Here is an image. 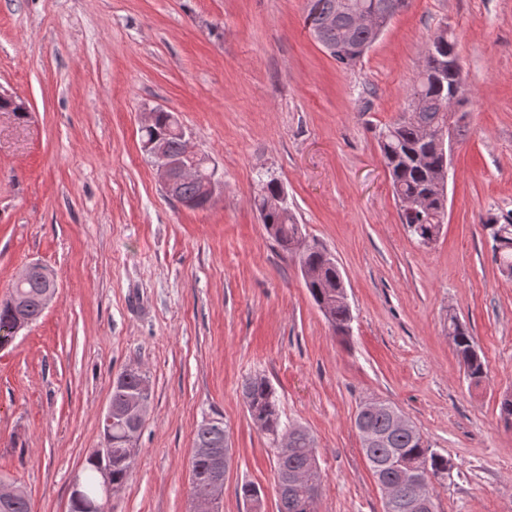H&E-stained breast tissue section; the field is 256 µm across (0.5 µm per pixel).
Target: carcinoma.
<instances>
[{
    "mask_svg": "<svg viewBox=\"0 0 512 512\" xmlns=\"http://www.w3.org/2000/svg\"><path fill=\"white\" fill-rule=\"evenodd\" d=\"M429 41L433 51H427L423 60V71L414 81L410 95L417 97L420 104L413 112H401L391 124L385 126L379 134V147L389 172L393 193L402 203L416 201L426 195L435 196L440 202L444 196V183L441 168L445 163L444 149L433 140H424L429 130L439 129L446 120L444 105L452 91L451 82L434 78L437 58L445 57L448 51L455 49V44L442 38V32H434ZM354 42L358 44L375 42L374 35L366 30H350L343 23L333 22L322 27L319 44L328 51L330 57L344 67L356 63L344 50V46ZM164 135L166 149L170 156L183 155L185 141L175 132L170 121V113H159L156 123L141 131V142L152 140L154 135ZM279 187L273 181L262 183L255 192L253 204L259 212L270 237L286 254H290L298 264L308 269L312 278L305 281V286L318 309L330 323L334 331L344 335L352 320L350 306L341 298L340 287L343 277L335 258L318 241L308 242L300 253L292 249L293 240L301 237L288 206L278 202ZM401 222L409 235L420 245L436 240L444 224L445 212L434 209H408L400 207ZM488 238L492 241L493 258L500 274L512 279V221L499 224L489 218L483 224ZM51 284V272L34 271L20 287H13L9 299L0 303V328L6 326L18 313H23L30 323L37 322L42 314V297ZM448 335L458 357L461 358L467 376L478 383L487 374V366L477 349L473 337L467 328L457 319L448 318ZM139 376L128 375L125 380L112 385V406L121 409L125 406L130 392L138 385ZM244 404L253 425L271 437L277 444L275 448V473L278 496V512H314V503L291 482L297 471L310 473L315 485L322 484V471L315 454L314 440L302 425L287 424L282 421L278 398L269 381L255 375L244 381L241 386ZM397 407L390 403L381 405L376 410L366 411L359 406L355 420L376 434L387 437L372 444H362V450L372 474H381L394 479L397 473L394 461L398 458L410 465H424L428 469L426 491H432L433 481L448 471V457L429 447L427 442L413 424L408 428L397 430L393 425V413ZM142 430L143 424L128 417L112 425V430L104 434V439L111 445L112 457L102 461L96 456L87 459L83 468V496L71 502L70 512H88L87 505L96 501L100 494V468L107 465L112 470V482L124 485L136 464V458L126 454L123 438L125 428ZM193 443L199 448H212L215 453L231 461L228 434L224 424H213L202 420L194 431ZM414 492L403 489L396 501L385 505V512H412L409 503Z\"/></svg>",
    "mask_w": 512,
    "mask_h": 512,
    "instance_id": "carcinoma-1",
    "label": "carcinoma"
}]
</instances>
